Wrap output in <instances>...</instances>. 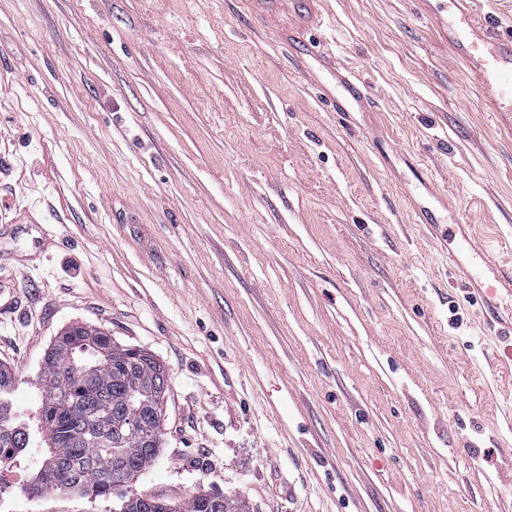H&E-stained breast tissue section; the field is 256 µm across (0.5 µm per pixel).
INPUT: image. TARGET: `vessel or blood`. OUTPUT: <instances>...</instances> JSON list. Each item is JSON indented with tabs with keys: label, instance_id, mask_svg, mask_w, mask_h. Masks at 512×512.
Returning a JSON list of instances; mask_svg holds the SVG:
<instances>
[{
	"label": "vessel or blood",
	"instance_id": "b4317fda",
	"mask_svg": "<svg viewBox=\"0 0 512 512\" xmlns=\"http://www.w3.org/2000/svg\"><path fill=\"white\" fill-rule=\"evenodd\" d=\"M289 2L298 30L316 26V0ZM422 14L465 65L487 111L512 112V26L503 27L481 0H424ZM331 102L342 114L367 108L365 82L355 76L341 78ZM446 258L462 288L480 302L488 327L500 336L512 334V312L503 313L500 304L502 297H512V265L492 261L486 242L464 227Z\"/></svg>",
	"mask_w": 512,
	"mask_h": 512
}]
</instances>
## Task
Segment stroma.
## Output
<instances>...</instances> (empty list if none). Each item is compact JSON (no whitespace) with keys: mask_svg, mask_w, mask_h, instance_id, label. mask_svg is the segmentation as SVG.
I'll use <instances>...</instances> for the list:
<instances>
[{"mask_svg":"<svg viewBox=\"0 0 512 512\" xmlns=\"http://www.w3.org/2000/svg\"><path fill=\"white\" fill-rule=\"evenodd\" d=\"M317 56L245 0H0V362L34 420L83 322L169 377L136 490L250 512H512V338L416 223L512 258V113L486 112L417 0H319ZM365 79L372 116L324 102ZM445 186L436 200L412 177ZM52 242H42L41 228ZM0 512H115L29 496Z\"/></svg>","mask_w":512,"mask_h":512,"instance_id":"1","label":"stroma"}]
</instances>
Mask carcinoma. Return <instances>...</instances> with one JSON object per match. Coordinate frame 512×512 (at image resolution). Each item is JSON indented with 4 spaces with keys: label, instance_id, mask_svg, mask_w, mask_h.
<instances>
[{
    "label": "carcinoma",
    "instance_id": "1",
    "mask_svg": "<svg viewBox=\"0 0 512 512\" xmlns=\"http://www.w3.org/2000/svg\"><path fill=\"white\" fill-rule=\"evenodd\" d=\"M167 382L151 354L74 323L55 338L38 376L36 430L13 416L15 379L0 364V460H15L37 437L45 445L34 478L39 494L73 491L107 500L118 490L120 512H247L244 503L219 493L194 494L176 505L133 491L163 446L155 430Z\"/></svg>",
    "mask_w": 512,
    "mask_h": 512
}]
</instances>
